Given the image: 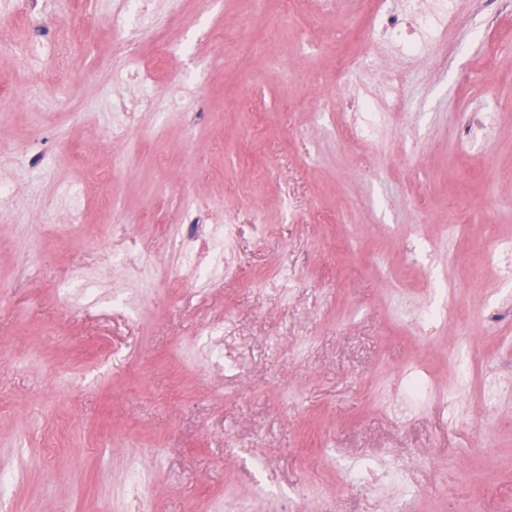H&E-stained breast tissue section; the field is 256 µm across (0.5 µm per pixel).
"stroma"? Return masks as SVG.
<instances>
[{
	"instance_id": "1",
	"label": "stroma",
	"mask_w": 512,
	"mask_h": 512,
	"mask_svg": "<svg viewBox=\"0 0 512 512\" xmlns=\"http://www.w3.org/2000/svg\"><path fill=\"white\" fill-rule=\"evenodd\" d=\"M77 6L44 0L37 28L0 0L13 43L85 45L73 83L41 101L36 66L0 51V474L18 475L0 490L5 512H132L130 465L147 457L144 512H298L321 497L333 512H390L401 485L341 477L384 456L415 472L410 512H512V391L402 413L390 393L413 366L453 390L459 352L512 371L497 347L512 336V280L487 268L469 281L454 260L512 245V42L470 69L494 6L457 0L458 21L441 18L424 52L408 58L389 35L340 78L331 46L363 0L309 11L323 47L293 29L269 37L244 0H185L177 17L156 0L164 38L143 63L183 50L149 87L106 64L112 0ZM172 80L196 86L192 117L166 107ZM146 92L141 126L161 136L133 153L112 102ZM360 96L381 114L366 145L337 133ZM88 168L111 169V186L83 182ZM112 193L116 219L102 207ZM183 194L213 204L205 227L173 204ZM452 198L465 246L446 229ZM173 226L197 252L223 236L233 273L198 279L166 247ZM443 283L463 321L420 334L412 318ZM66 285L89 306L64 301ZM209 326L223 354L206 348ZM441 469L458 475L452 495L436 490Z\"/></svg>"
}]
</instances>
